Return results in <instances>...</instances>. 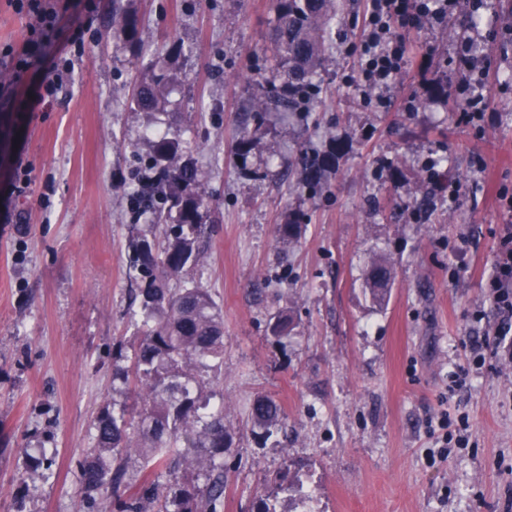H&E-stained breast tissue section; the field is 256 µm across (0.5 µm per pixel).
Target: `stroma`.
Here are the masks:
<instances>
[{"label":"stroma","instance_id":"obj_1","mask_svg":"<svg viewBox=\"0 0 512 512\" xmlns=\"http://www.w3.org/2000/svg\"><path fill=\"white\" fill-rule=\"evenodd\" d=\"M370 0H357L326 57L306 113L277 123L278 154L233 163L238 124L264 88L275 0H135L138 39L112 27V0H65L56 30L12 87L25 112L0 114V512H125L170 468L135 453L119 489L86 501L78 462L95 421L132 405L119 375L138 343L139 286L127 244L158 237L148 185L151 134L177 139L207 173L211 211L201 261L183 281L207 288L224 319V364L206 394L233 433L217 512H512V359L497 348L502 314L487 296L500 236L512 225V18L501 0L447 24L403 33L408 62L391 96L413 111L365 104L346 85ZM488 61L484 121L437 102L425 80L457 84L460 32ZM176 40L179 83L164 111L131 103L147 64ZM75 57L68 94L41 102L47 71ZM427 59V72L416 63ZM351 144L327 185L291 173L301 146ZM29 167L19 188L15 159ZM300 211L299 241L276 226ZM389 257L385 307L363 290L370 257ZM292 312L288 338L269 319ZM484 342L481 365L471 340ZM260 395L284 412L272 437L253 429ZM48 449V475L31 455ZM285 471L293 490L273 481Z\"/></svg>","mask_w":512,"mask_h":512}]
</instances>
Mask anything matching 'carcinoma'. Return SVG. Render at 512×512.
Returning a JSON list of instances; mask_svg holds the SVG:
<instances>
[{"mask_svg":"<svg viewBox=\"0 0 512 512\" xmlns=\"http://www.w3.org/2000/svg\"><path fill=\"white\" fill-rule=\"evenodd\" d=\"M276 11L269 88L243 117L233 145L243 162L261 147L275 150L277 140L274 128L266 123L267 113L295 112L305 98L320 91L318 76L336 39V18L342 16L344 5L342 0H276ZM112 23L127 40H135V14L123 0H112ZM146 70L149 77L135 86L132 103L154 112L167 104L178 75L174 67L158 71L148 66ZM349 149V141L342 138L332 139L322 153L302 147L293 166L300 170L302 182L315 188L325 173L336 170ZM151 166L160 194L170 203L155 210V223L172 226L160 245L145 237L129 244L145 330L133 349L129 369L121 376L133 379L141 403V428L138 440H133L128 433L130 413L124 406L98 416L96 445L80 461L84 494L91 501L106 484L120 487L125 471L120 464L112 466V460L142 449L153 459L172 461L186 472L204 476L206 483L200 486L195 480L175 477L164 488L144 484L138 497L126 505L129 512H140L139 504L145 499L157 505V512H214L224 495V452L232 444V434L224 424V406L210 411L202 401V372L212 362H224V322L206 289L194 284L174 286L202 255L210 212L206 174L178 141L160 133L154 136ZM301 221V213L290 211L277 225L283 244L300 236ZM393 275L388 260L369 261L365 284L372 303L385 304ZM292 328L293 317L287 312L276 314L269 324L271 336L279 340L288 337ZM250 419L253 427L270 437L279 430L283 412L273 398L260 396L251 405Z\"/></svg>","mask_w":512,"mask_h":512,"instance_id":"1","label":"carcinoma"}]
</instances>
